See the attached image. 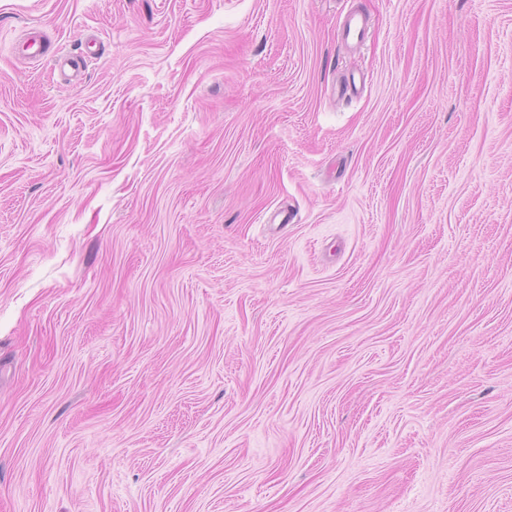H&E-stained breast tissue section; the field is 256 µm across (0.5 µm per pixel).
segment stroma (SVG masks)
Masks as SVG:
<instances>
[{"mask_svg": "<svg viewBox=\"0 0 512 512\" xmlns=\"http://www.w3.org/2000/svg\"><path fill=\"white\" fill-rule=\"evenodd\" d=\"M0 512H512V0H0ZM367 30L368 19L365 16L350 14L340 31L341 39L346 44L359 45L364 41Z\"/></svg>", "mask_w": 512, "mask_h": 512, "instance_id": "obj_1", "label": "stroma"}]
</instances>
